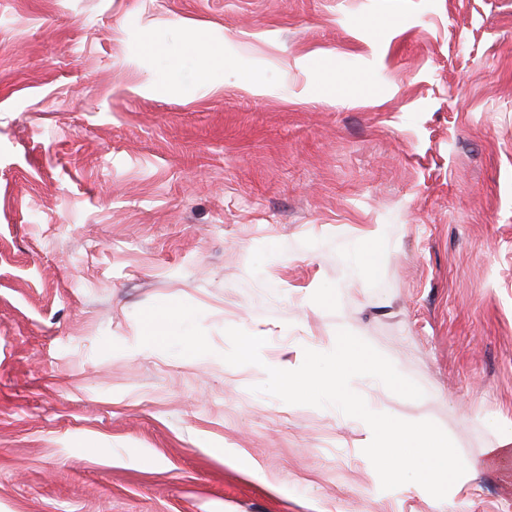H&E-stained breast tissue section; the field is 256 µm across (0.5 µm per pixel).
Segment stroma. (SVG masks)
Here are the masks:
<instances>
[{"label":"stroma","instance_id":"stroma-1","mask_svg":"<svg viewBox=\"0 0 512 512\" xmlns=\"http://www.w3.org/2000/svg\"><path fill=\"white\" fill-rule=\"evenodd\" d=\"M341 328L445 499L255 392ZM0 512H512V0H0ZM178 311L175 308H170L163 313H155L148 316L145 320L142 336L145 340L154 344L167 343L173 335V328L170 321L176 317Z\"/></svg>","mask_w":512,"mask_h":512}]
</instances>
